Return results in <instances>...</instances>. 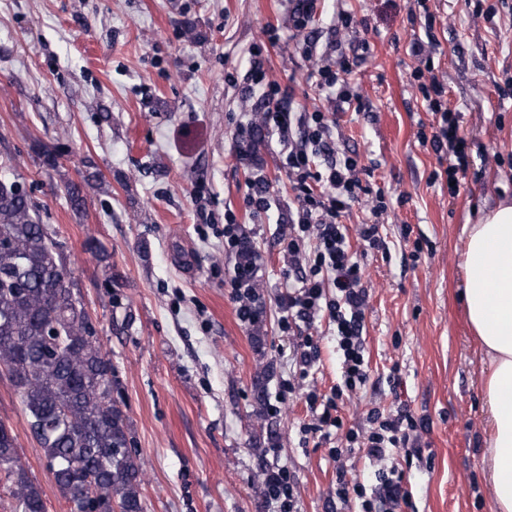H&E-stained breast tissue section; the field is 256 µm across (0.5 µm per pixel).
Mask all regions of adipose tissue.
<instances>
[{
  "mask_svg": "<svg viewBox=\"0 0 512 512\" xmlns=\"http://www.w3.org/2000/svg\"><path fill=\"white\" fill-rule=\"evenodd\" d=\"M465 233L463 302L483 366L491 512H512V201L481 212Z\"/></svg>",
  "mask_w": 512,
  "mask_h": 512,
  "instance_id": "1",
  "label": "adipose tissue"
}]
</instances>
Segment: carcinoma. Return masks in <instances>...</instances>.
<instances>
[{"label":"carcinoma","instance_id":"obj_1","mask_svg":"<svg viewBox=\"0 0 512 512\" xmlns=\"http://www.w3.org/2000/svg\"><path fill=\"white\" fill-rule=\"evenodd\" d=\"M0 161V370L21 393L34 441L44 450L74 512L89 495L121 512H144L145 470L127 448V418L111 398L112 360L93 320L74 297L60 243L37 205ZM0 474L19 512H46L40 489L18 464L16 436L0 420Z\"/></svg>","mask_w":512,"mask_h":512}]
</instances>
